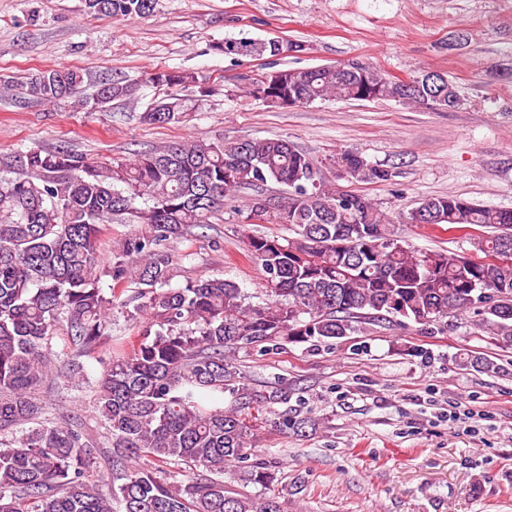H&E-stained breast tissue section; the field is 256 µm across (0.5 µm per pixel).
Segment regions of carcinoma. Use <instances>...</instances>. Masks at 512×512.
<instances>
[{
  "instance_id": "obj_1",
  "label": "carcinoma",
  "mask_w": 512,
  "mask_h": 512,
  "mask_svg": "<svg viewBox=\"0 0 512 512\" xmlns=\"http://www.w3.org/2000/svg\"><path fill=\"white\" fill-rule=\"evenodd\" d=\"M158 0H85L91 14L145 17ZM232 56L282 54L270 42L226 39ZM406 92L370 62L278 71L263 87L268 97L304 103L397 99L432 110L454 105L438 98L448 84L418 76ZM145 83L164 91L140 115L148 125L186 120L212 93L206 79L186 70L155 69ZM96 88L79 103L105 108L137 97L138 84L93 79L53 69L3 80L19 97L56 105ZM191 96H182L184 88ZM330 162L350 183L389 184L393 173L357 151L338 149ZM270 183L267 224H289L295 236L245 235L246 256L260 266L268 302L252 305L231 279L200 278L168 287L163 242L209 218L224 198L245 194L244 223ZM402 224L488 230L475 238L479 260L445 249L416 251L402 243ZM111 224H149L150 236H131L112 266L105 295L98 276V242ZM512 250V209L477 205L457 195L428 198L394 215L354 190L324 185L319 165L286 138L193 139L135 155L129 162L94 160L66 146L0 154V512H285L272 495L228 487L234 470L243 486L267 485L274 474L247 464L269 397L252 391L228 359L238 349L274 342L340 339L356 324L412 322L444 332L462 313L506 347L512 346V262L487 257ZM141 288L125 297L126 281ZM146 314L127 354L112 357L91 381L75 362L100 345L112 308ZM67 337L63 359L52 336ZM481 372L498 365L483 356L464 361ZM68 368L69 379L95 394L112 448V484L90 481L99 445L83 423L64 426L39 418L31 396L48 374ZM198 477L173 478L184 467Z\"/></svg>"
}]
</instances>
